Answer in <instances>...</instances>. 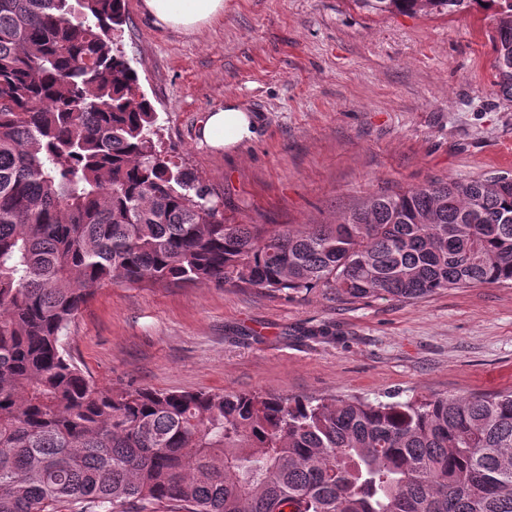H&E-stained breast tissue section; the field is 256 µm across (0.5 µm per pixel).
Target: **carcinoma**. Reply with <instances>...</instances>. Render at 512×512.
Masks as SVG:
<instances>
[{"label": "carcinoma", "mask_w": 512, "mask_h": 512, "mask_svg": "<svg viewBox=\"0 0 512 512\" xmlns=\"http://www.w3.org/2000/svg\"><path fill=\"white\" fill-rule=\"evenodd\" d=\"M498 16L512 0H356ZM127 0H0V512H512V392L406 401L98 386L70 323L120 283L417 301L512 286V174L381 191L335 224H237L158 146Z\"/></svg>", "instance_id": "cac0c4a2"}]
</instances>
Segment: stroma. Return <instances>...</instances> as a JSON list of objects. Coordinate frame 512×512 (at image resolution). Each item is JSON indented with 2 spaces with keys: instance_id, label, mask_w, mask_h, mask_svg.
I'll use <instances>...</instances> for the list:
<instances>
[{
  "instance_id": "stroma-1",
  "label": "stroma",
  "mask_w": 512,
  "mask_h": 512,
  "mask_svg": "<svg viewBox=\"0 0 512 512\" xmlns=\"http://www.w3.org/2000/svg\"><path fill=\"white\" fill-rule=\"evenodd\" d=\"M123 49L162 147L248 224H333L372 192L512 172V97L495 84L493 11L375 13L355 0H224L196 34L128 0ZM234 97L255 137L224 155L198 138ZM101 386L356 395L383 402L512 390V287L349 301L328 288L115 284L69 326Z\"/></svg>"
}]
</instances>
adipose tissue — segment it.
Segmentation results:
<instances>
[{
  "label": "adipose tissue",
  "instance_id": "obj_1",
  "mask_svg": "<svg viewBox=\"0 0 512 512\" xmlns=\"http://www.w3.org/2000/svg\"><path fill=\"white\" fill-rule=\"evenodd\" d=\"M140 6L155 27L187 35L224 14V0H141ZM255 127L254 115L229 98L206 113L199 137L210 148L229 155L251 141Z\"/></svg>",
  "mask_w": 512,
  "mask_h": 512
}]
</instances>
